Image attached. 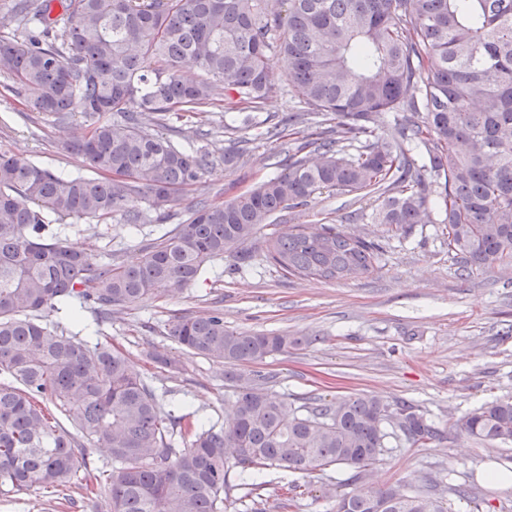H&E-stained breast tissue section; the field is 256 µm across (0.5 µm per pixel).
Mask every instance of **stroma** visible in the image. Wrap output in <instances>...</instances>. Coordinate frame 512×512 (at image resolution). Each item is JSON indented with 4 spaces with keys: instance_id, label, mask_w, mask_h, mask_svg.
Here are the masks:
<instances>
[{
    "instance_id": "obj_1",
    "label": "stroma",
    "mask_w": 512,
    "mask_h": 512,
    "mask_svg": "<svg viewBox=\"0 0 512 512\" xmlns=\"http://www.w3.org/2000/svg\"><path fill=\"white\" fill-rule=\"evenodd\" d=\"M269 79L275 91L259 108L226 99L203 113L171 112L164 125H146L152 133L172 139L184 134L195 146L220 149L226 144L225 125H234L245 151L242 165L228 169L221 156H214L186 200L166 206L164 223H156V211L145 200L134 198L129 206L146 215L145 223L133 226L117 216L105 224L67 218L57 226L62 241L84 249L95 266L127 261L185 219L191 202L221 203L255 189L282 172L295 151L315 158L313 148H301V136H273L276 124L308 107L289 87L281 62H273ZM11 86L0 76V152L24 154L63 175L86 173L82 160L64 148L66 140L83 133L81 114L52 124L28 111ZM429 205L433 223L394 235L372 222L376 199L326 191L308 206L262 225L255 240L242 245V258L228 253L207 261L202 275L180 294L115 310L111 322L102 325L90 307L76 319L67 310L51 313L50 319L77 336L107 339L123 349L145 372L164 410L191 412L217 424L242 385L276 391L295 408L316 398L332 401L360 393L390 405L410 402L441 436L423 448L391 449L374 466L371 486L417 488L434 478L447 488H478L485 512H512V486L493 485L484 477L491 469L512 470V444L480 443L448 427L449 416L512 397V265L461 271L448 252L443 204L434 197ZM323 224L378 243L373 270L356 279L325 281L285 275L264 260L265 240L300 225ZM216 308L223 310L227 329L283 333L302 344L232 367L196 355L168 336L175 315ZM156 355L167 358V365L153 363ZM345 475L336 466L307 475L273 469L258 503H236L234 512H336V481ZM107 493L104 486L88 498L73 487L17 491L0 484V512H41L45 503L52 512H103Z\"/></svg>"
}]
</instances>
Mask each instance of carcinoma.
Segmentation results:
<instances>
[{"label": "carcinoma", "instance_id": "obj_1", "mask_svg": "<svg viewBox=\"0 0 512 512\" xmlns=\"http://www.w3.org/2000/svg\"><path fill=\"white\" fill-rule=\"evenodd\" d=\"M60 13L53 15L54 5ZM310 113L336 126L316 133L312 163L221 204L199 200L189 216L130 260L94 266L50 229L54 216L107 222L144 196L160 211L203 178L212 152L182 148L141 126L143 114L197 112L220 98L256 108L274 92L271 52ZM205 77L187 81L184 67ZM428 71L425 112L406 98ZM0 76L30 111L62 122L79 112L88 130L65 143L92 174L61 176L23 154L0 152V480L17 489L64 488L87 467L86 445L112 455L106 512H226L229 473L256 487L266 471H350L336 512H447L437 485L408 492L368 485L394 442L424 447L439 430L414 406L370 394L288 407L269 389L243 386L224 426L171 414L120 348L91 343L46 321L62 306L116 307L170 296L206 261L255 239L285 210L324 191L380 200L374 221L394 233L432 222L443 199L448 252L463 271L512 265V0H3ZM411 113L390 141L372 139L380 112ZM112 113V122L95 117ZM359 143L357 154L349 152ZM425 150L419 166L410 146ZM377 244L323 226L265 241V257L292 276L339 280L372 268ZM168 335L218 364L261 362L300 339L224 327V314H181ZM450 428L490 444L512 443V398L452 419Z\"/></svg>", "mask_w": 512, "mask_h": 512}]
</instances>
